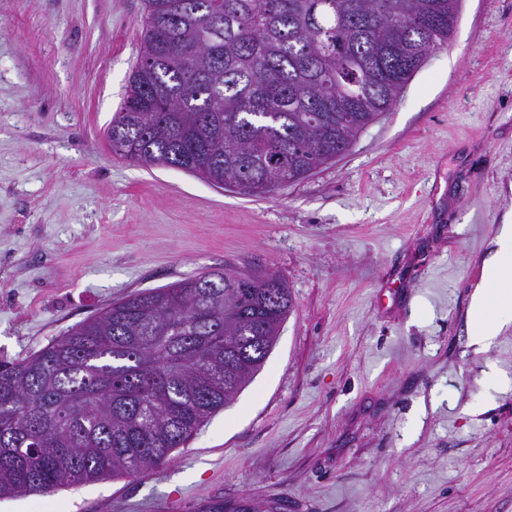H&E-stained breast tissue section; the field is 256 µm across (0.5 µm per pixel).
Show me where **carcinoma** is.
<instances>
[{"label":"carcinoma","instance_id":"carcinoma-1","mask_svg":"<svg viewBox=\"0 0 512 512\" xmlns=\"http://www.w3.org/2000/svg\"><path fill=\"white\" fill-rule=\"evenodd\" d=\"M460 0H144L142 53L108 137L262 194L344 154ZM276 275L226 266L111 303L0 360V497L46 496L165 465L262 368L291 311Z\"/></svg>","mask_w":512,"mask_h":512}]
</instances>
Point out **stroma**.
I'll return each instance as SVG.
<instances>
[{
  "label": "stroma",
  "instance_id": "obj_1",
  "mask_svg": "<svg viewBox=\"0 0 512 512\" xmlns=\"http://www.w3.org/2000/svg\"><path fill=\"white\" fill-rule=\"evenodd\" d=\"M143 0H0V360L203 271L273 273L263 368L166 465L0 512H512V329L467 312L512 212V0H460L389 112L274 192L143 167L107 130Z\"/></svg>",
  "mask_w": 512,
  "mask_h": 512
}]
</instances>
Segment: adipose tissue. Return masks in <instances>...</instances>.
I'll return each mask as SVG.
<instances>
[{"instance_id":"1","label":"adipose tissue","mask_w":512,"mask_h":512,"mask_svg":"<svg viewBox=\"0 0 512 512\" xmlns=\"http://www.w3.org/2000/svg\"><path fill=\"white\" fill-rule=\"evenodd\" d=\"M470 343L486 351L502 330L512 324V223L504 222L494 247L484 260L468 310Z\"/></svg>"}]
</instances>
